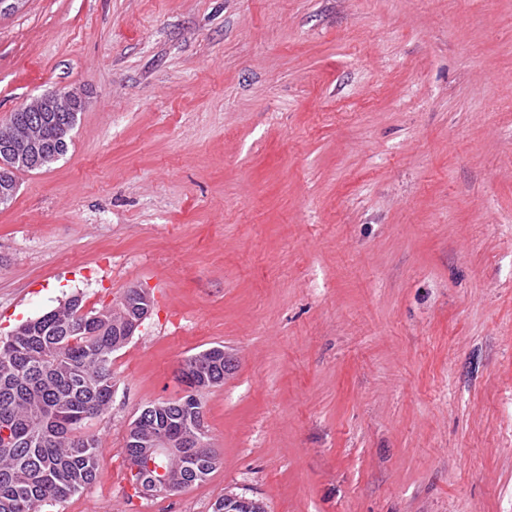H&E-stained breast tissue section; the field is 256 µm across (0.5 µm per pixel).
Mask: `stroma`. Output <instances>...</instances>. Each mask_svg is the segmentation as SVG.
Listing matches in <instances>:
<instances>
[{"label":"stroma","instance_id":"stroma-1","mask_svg":"<svg viewBox=\"0 0 512 512\" xmlns=\"http://www.w3.org/2000/svg\"><path fill=\"white\" fill-rule=\"evenodd\" d=\"M79 90L0 206V338L71 296L153 312L112 357L96 481L45 512H512V0H23L0 124ZM221 463L135 495L184 360ZM189 373H185L186 384L188 387L196 382V374L193 370L196 363L205 365L208 370V384H223L227 374L225 372V364L235 366V360L231 353L224 351V346L211 347L209 349L195 353L187 358ZM186 386V385H185ZM187 387V386H186ZM187 387V388H188Z\"/></svg>","mask_w":512,"mask_h":512}]
</instances>
